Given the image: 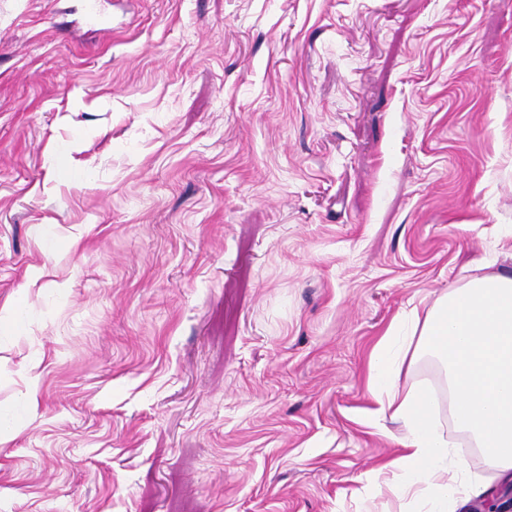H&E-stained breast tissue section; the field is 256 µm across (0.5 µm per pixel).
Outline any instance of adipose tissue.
Returning a JSON list of instances; mask_svg holds the SVG:
<instances>
[{"instance_id": "1", "label": "adipose tissue", "mask_w": 512, "mask_h": 512, "mask_svg": "<svg viewBox=\"0 0 512 512\" xmlns=\"http://www.w3.org/2000/svg\"><path fill=\"white\" fill-rule=\"evenodd\" d=\"M425 352L443 367L457 427L500 474H512V270L451 289L424 313L391 325L372 352L370 385L380 408L371 424L388 419L403 432V453L381 471L401 499L424 512H448L480 490L462 477L429 388L398 385L404 365Z\"/></svg>"}]
</instances>
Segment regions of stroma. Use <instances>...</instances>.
Returning a JSON list of instances; mask_svg holds the SVG:
<instances>
[{
  "mask_svg": "<svg viewBox=\"0 0 512 512\" xmlns=\"http://www.w3.org/2000/svg\"><path fill=\"white\" fill-rule=\"evenodd\" d=\"M82 2L0 0V512H401L370 354L512 268V0ZM86 10L82 17V22L91 27H97V31L101 34H109L112 27L109 25L108 19L101 8L104 0H86Z\"/></svg>",
  "mask_w": 512,
  "mask_h": 512,
  "instance_id": "obj_1",
  "label": "stroma"
}]
</instances>
